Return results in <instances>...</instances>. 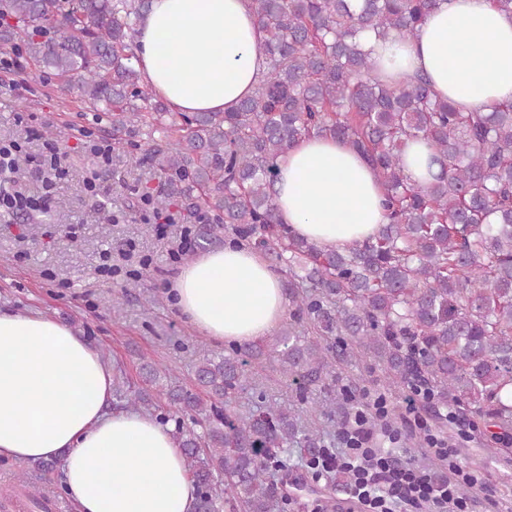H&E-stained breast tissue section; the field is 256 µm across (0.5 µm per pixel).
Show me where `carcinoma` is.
Instances as JSON below:
<instances>
[{
  "label": "carcinoma",
  "instance_id": "carcinoma-1",
  "mask_svg": "<svg viewBox=\"0 0 512 512\" xmlns=\"http://www.w3.org/2000/svg\"><path fill=\"white\" fill-rule=\"evenodd\" d=\"M149 0H0V45L19 42L60 90L82 79L85 101L112 113V133L150 136L168 192L205 247L218 229L288 270L293 322L280 335L196 363L199 391L158 390L175 413L178 447L196 486V512H284L275 481L298 448L313 457L323 432L296 411L237 413L248 367L274 360L305 386L333 373L336 340L369 357L395 388L425 386L433 408L483 415L509 439L512 404V103L460 112L425 78L401 86L371 74L360 36L413 39L437 0H253L268 71L233 112H171L137 67V23ZM163 137L153 138L156 131ZM305 136L342 138L377 172L389 223L345 251L297 238L277 216L276 159ZM424 139L438 171L404 173L403 147ZM316 338L309 339V334ZM131 405L158 407L150 390Z\"/></svg>",
  "mask_w": 512,
  "mask_h": 512
}]
</instances>
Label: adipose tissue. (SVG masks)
I'll use <instances>...</instances> for the list:
<instances>
[{"label":"adipose tissue","mask_w":512,"mask_h":512,"mask_svg":"<svg viewBox=\"0 0 512 512\" xmlns=\"http://www.w3.org/2000/svg\"><path fill=\"white\" fill-rule=\"evenodd\" d=\"M250 0H151L139 69L175 112H230L266 70ZM374 74L426 77L460 111L512 103V14L492 0H439L416 38L364 40ZM281 223L332 249L376 236L383 186L343 140L306 136L276 162ZM175 308L205 336L248 343L285 316L281 276L239 243L201 253L170 280ZM111 368L67 324L0 311V457L60 460L73 512H194L195 485L168 427L113 411Z\"/></svg>","instance_id":"obj_1"}]
</instances>
